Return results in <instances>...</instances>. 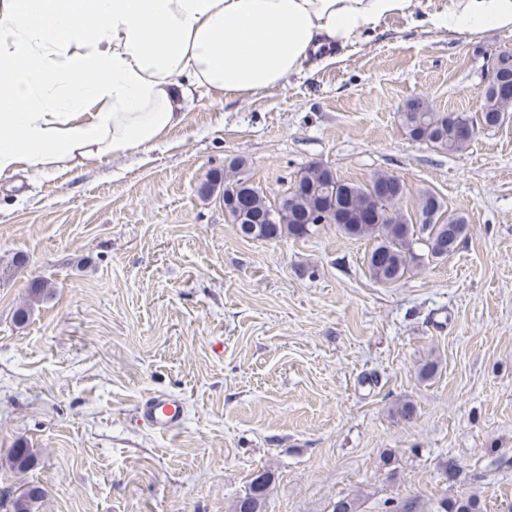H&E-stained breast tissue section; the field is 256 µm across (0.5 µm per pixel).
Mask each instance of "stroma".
<instances>
[{"label": "stroma", "mask_w": 512, "mask_h": 512, "mask_svg": "<svg viewBox=\"0 0 512 512\" xmlns=\"http://www.w3.org/2000/svg\"><path fill=\"white\" fill-rule=\"evenodd\" d=\"M448 5L417 0L284 87L194 99L149 155L0 178V489L42 486L37 512H232L266 471V512L447 495L512 512V118L453 154L400 118L418 94L478 111L485 52L512 50L509 29L426 25ZM233 159L270 198L313 162L359 184L389 172L403 209L434 192L470 232L378 283L371 241L336 225L242 237L199 193ZM158 392L184 403L176 433L136 421ZM401 400L412 421L392 415ZM17 444L35 454L23 473Z\"/></svg>", "instance_id": "1"}]
</instances>
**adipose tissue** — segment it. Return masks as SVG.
<instances>
[{
	"label": "adipose tissue",
	"mask_w": 512,
	"mask_h": 512,
	"mask_svg": "<svg viewBox=\"0 0 512 512\" xmlns=\"http://www.w3.org/2000/svg\"><path fill=\"white\" fill-rule=\"evenodd\" d=\"M413 0H0V177L146 155L193 93L283 85ZM430 26L512 29V0H450Z\"/></svg>",
	"instance_id": "ef3b65f1"
}]
</instances>
